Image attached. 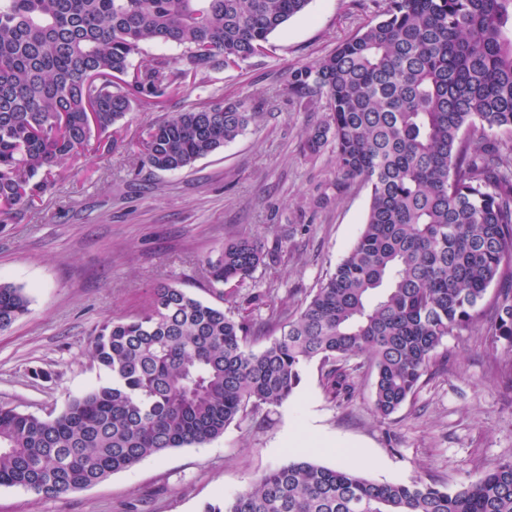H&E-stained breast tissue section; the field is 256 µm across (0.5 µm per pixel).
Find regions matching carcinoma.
Wrapping results in <instances>:
<instances>
[{"instance_id":"obj_1","label":"carcinoma","mask_w":512,"mask_h":512,"mask_svg":"<svg viewBox=\"0 0 512 512\" xmlns=\"http://www.w3.org/2000/svg\"><path fill=\"white\" fill-rule=\"evenodd\" d=\"M310 0H0V219L52 185V167L108 138L136 100L159 103L188 80L262 54ZM151 42L175 57L143 56ZM141 57L134 72L132 59ZM288 93L325 100L304 149L332 146L336 190L370 187L362 231L334 271L262 348L240 311L171 282L148 307L102 323L92 361L109 381L52 418L0 407V486L45 499L98 484L170 449L204 445L247 408L277 407L319 360L348 393L346 367L374 374L372 411L390 419L416 392L443 340L471 328L490 285L512 277V0H385L317 62L288 71ZM264 117L263 99L214 98L146 133L142 163L191 167ZM241 235L207 262L212 288H237L265 264ZM0 281V331L29 310ZM512 351V288L490 329ZM204 512H512V460L450 491L377 482L300 456Z\"/></svg>"}]
</instances>
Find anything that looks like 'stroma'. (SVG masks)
I'll return each mask as SVG.
<instances>
[{"mask_svg": "<svg viewBox=\"0 0 512 512\" xmlns=\"http://www.w3.org/2000/svg\"><path fill=\"white\" fill-rule=\"evenodd\" d=\"M384 0H311L271 38L264 54L186 85L156 106H135L112 150L90 143L56 169L53 186L0 224V279L23 286L28 313L0 332V406L40 417L105 384L90 358L95 329L130 319L160 282L222 308L270 293L251 322L275 335L358 239L370 190L335 194L331 149L312 157L307 133L327 119L324 101L288 94L290 69L330 54L376 18ZM264 93L265 120L192 168L159 172L139 161L146 129L215 97ZM281 249L277 278L258 268L236 293L209 287L206 261L226 239ZM490 316L448 337L415 396L387 422L372 411L374 377L349 370L353 390L332 395L318 362L307 364L278 407L247 410L223 436L175 448L105 481L47 500L0 486V512H201L244 491L264 472L307 455L383 481H433L455 489L512 458V353L493 344Z\"/></svg>", "mask_w": 512, "mask_h": 512, "instance_id": "35a3bbf8", "label": "stroma"}]
</instances>
